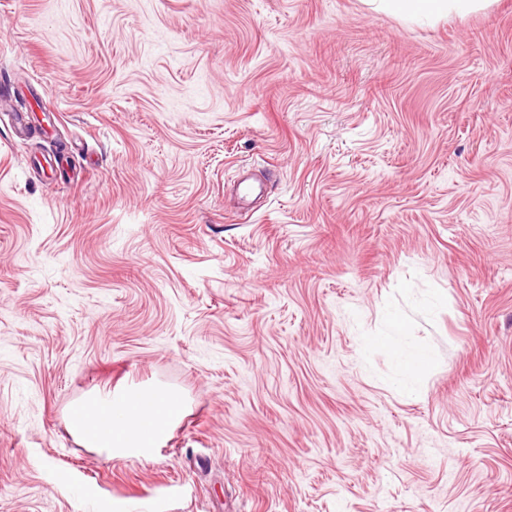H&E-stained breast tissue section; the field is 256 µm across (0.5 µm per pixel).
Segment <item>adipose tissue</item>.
<instances>
[{"label":"adipose tissue","mask_w":512,"mask_h":512,"mask_svg":"<svg viewBox=\"0 0 512 512\" xmlns=\"http://www.w3.org/2000/svg\"><path fill=\"white\" fill-rule=\"evenodd\" d=\"M375 9L409 19L465 16L492 0H370ZM184 410L182 395L158 385L132 384L92 394L71 411L68 429L113 456L147 457L167 439Z\"/></svg>","instance_id":"adipose-tissue-1"}]
</instances>
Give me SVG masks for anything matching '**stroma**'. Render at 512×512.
<instances>
[{"mask_svg": "<svg viewBox=\"0 0 512 512\" xmlns=\"http://www.w3.org/2000/svg\"><path fill=\"white\" fill-rule=\"evenodd\" d=\"M0 512H512V0H0ZM376 10L409 19L433 20L449 15L465 16L485 9L492 0H367ZM385 344L390 353L400 361L405 372L410 377L416 376L429 362V357L426 353L404 349L393 336H389ZM184 410L182 395L158 385L132 384L92 394L71 411L68 429L110 456L148 457L168 438Z\"/></svg>", "mask_w": 512, "mask_h": 512, "instance_id": "obj_1", "label": "stroma"}]
</instances>
